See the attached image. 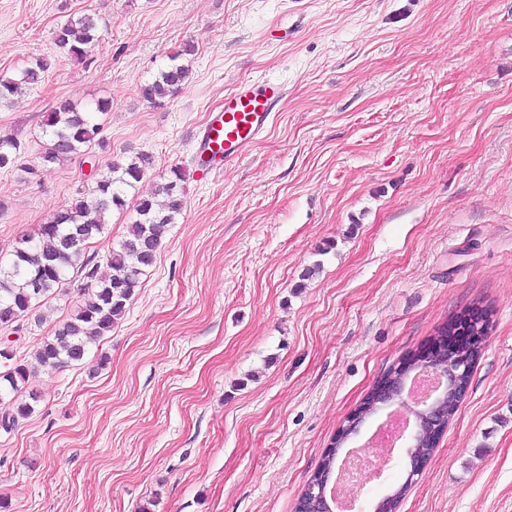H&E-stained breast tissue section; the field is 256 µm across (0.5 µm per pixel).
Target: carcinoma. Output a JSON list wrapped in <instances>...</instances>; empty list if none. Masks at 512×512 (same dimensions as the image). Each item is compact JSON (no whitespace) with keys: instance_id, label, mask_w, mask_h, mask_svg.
<instances>
[{"instance_id":"cac0c4a2","label":"carcinoma","mask_w":512,"mask_h":512,"mask_svg":"<svg viewBox=\"0 0 512 512\" xmlns=\"http://www.w3.org/2000/svg\"><path fill=\"white\" fill-rule=\"evenodd\" d=\"M98 42L99 23L90 14L70 17L54 31L57 49L77 63L84 62ZM194 51V45L188 43L176 52L171 57L172 64L141 87L142 97L160 104L181 89L190 78V69L179 59ZM49 67L47 59L37 58L15 77L0 76V101L44 81ZM107 108V102L100 101L95 108L82 110L66 100L44 115L41 165H61L89 149L101 131L98 114ZM18 150L14 139L0 138V169L14 166ZM150 164L151 157L146 154L111 162L89 193L80 194L68 208L39 225L35 234L18 239L8 255L0 256V330L9 329L63 291L70 273L87 279L83 304L43 338L33 352L32 362L11 365L14 354H4V347L0 346V360L8 362L5 371L0 372V399L8 395L19 398L31 372L39 368L54 371L83 361L89 346L124 317L141 276L155 263L169 225L176 223L182 213L184 171L179 167L170 169L161 186L164 201L153 197L138 201L136 219L128 225L118 247L109 253V276L98 277L95 255L87 254V248L91 240L104 233L109 213L124 209L126 191L140 182ZM33 412L32 404L17 403L13 412L0 416V430L11 432L19 420Z\"/></svg>"}]
</instances>
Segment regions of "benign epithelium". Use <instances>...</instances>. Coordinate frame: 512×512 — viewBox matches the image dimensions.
<instances>
[{"label": "benign epithelium", "instance_id": "benign-epithelium-1", "mask_svg": "<svg viewBox=\"0 0 512 512\" xmlns=\"http://www.w3.org/2000/svg\"><path fill=\"white\" fill-rule=\"evenodd\" d=\"M415 362L419 373L433 374L438 378L436 393L427 400L409 404L406 387L413 369L409 368L408 363H403L395 369L393 374L372 388L364 405L347 418L346 424L336 437V450H341L343 445L360 434L361 427L367 418L395 407L415 417V434H413L415 442L409 444V447L413 448L411 457L418 464L426 462L427 454L421 451V448L436 446L439 437L447 428V401L458 402L465 395L471 364L462 353V347L446 340H436L419 351ZM330 478L331 475H326L324 484L320 488L312 482L308 483L299 497L296 510L325 512V507L329 506Z\"/></svg>", "mask_w": 512, "mask_h": 512}]
</instances>
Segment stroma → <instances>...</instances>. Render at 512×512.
<instances>
[{
	"mask_svg": "<svg viewBox=\"0 0 512 512\" xmlns=\"http://www.w3.org/2000/svg\"><path fill=\"white\" fill-rule=\"evenodd\" d=\"M90 13L86 62L53 31ZM191 77L140 89L184 43ZM44 82L0 106L20 144L0 170V252L91 190L114 160L152 164L90 245L99 274L137 198L172 167L185 204L122 321L82 362L36 371L0 430L10 512H295L338 428L442 323L485 311L467 392L398 512H512V0H0V74ZM279 80L269 133L201 177L195 141L244 81ZM108 104L94 164L43 167L58 101ZM84 301L79 283L13 333L18 361Z\"/></svg>",
	"mask_w": 512,
	"mask_h": 512,
	"instance_id": "obj_1",
	"label": "stroma"
}]
</instances>
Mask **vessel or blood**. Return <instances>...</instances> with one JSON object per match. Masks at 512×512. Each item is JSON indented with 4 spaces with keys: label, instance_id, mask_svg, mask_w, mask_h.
Masks as SVG:
<instances>
[{
    "label": "vessel or blood",
    "instance_id": "b4317fda",
    "mask_svg": "<svg viewBox=\"0 0 512 512\" xmlns=\"http://www.w3.org/2000/svg\"><path fill=\"white\" fill-rule=\"evenodd\" d=\"M284 96L283 84L267 78L238 85L202 134L212 160L229 166L246 155L271 128Z\"/></svg>",
    "mask_w": 512,
    "mask_h": 512
}]
</instances>
